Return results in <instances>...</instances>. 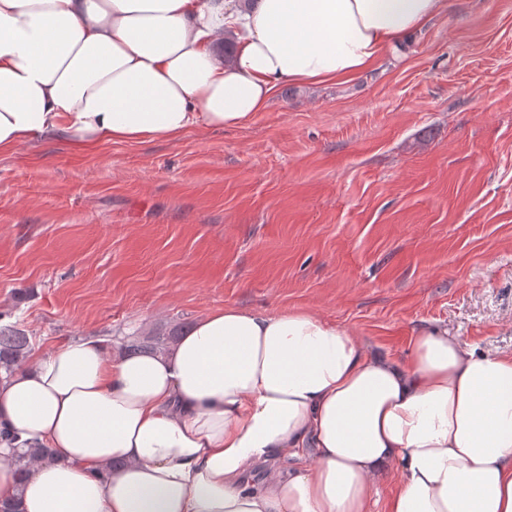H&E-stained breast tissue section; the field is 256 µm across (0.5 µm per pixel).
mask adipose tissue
Returning <instances> with one entry per match:
<instances>
[{
  "mask_svg": "<svg viewBox=\"0 0 512 512\" xmlns=\"http://www.w3.org/2000/svg\"><path fill=\"white\" fill-rule=\"evenodd\" d=\"M447 0H0V152L244 125L284 83L350 79ZM19 512H512V357L447 331L403 363L303 311L227 305L164 353L69 340L0 374ZM51 450L19 471L24 445ZM312 463L296 466L306 448Z\"/></svg>",
  "mask_w": 512,
  "mask_h": 512,
  "instance_id": "ef3b65f1",
  "label": "adipose tissue"
}]
</instances>
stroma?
Here are the masks:
<instances>
[{
	"mask_svg": "<svg viewBox=\"0 0 512 512\" xmlns=\"http://www.w3.org/2000/svg\"><path fill=\"white\" fill-rule=\"evenodd\" d=\"M447 2L243 126L1 153L0 324L121 351L233 304L400 361L425 328L512 354V0Z\"/></svg>",
	"mask_w": 512,
	"mask_h": 512,
	"instance_id": "obj_1",
	"label": "stroma"
}]
</instances>
